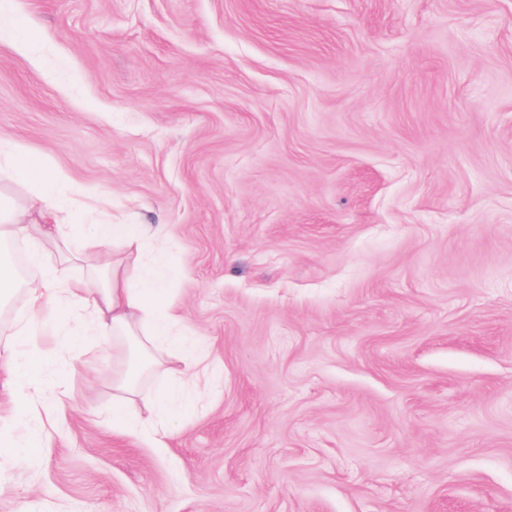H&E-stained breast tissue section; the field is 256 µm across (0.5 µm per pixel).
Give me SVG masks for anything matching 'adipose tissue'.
I'll return each instance as SVG.
<instances>
[{
    "label": "adipose tissue",
    "mask_w": 512,
    "mask_h": 512,
    "mask_svg": "<svg viewBox=\"0 0 512 512\" xmlns=\"http://www.w3.org/2000/svg\"><path fill=\"white\" fill-rule=\"evenodd\" d=\"M12 178L31 186L36 196H48L51 183L43 166L29 153L13 150L0 161ZM50 211L32 220L30 210L0 199V242L18 236L54 242L57 257L46 261L42 250L33 257L43 262L40 287L28 293L27 313L10 322H0V335L10 337L18 352L6 370L19 389L11 407L12 431L0 435V467L22 461L36 463L45 445L43 436L30 424L50 416L52 409L27 387L47 363V351L36 330L42 310L66 312L64 325L53 329L57 350L75 347L89 336H135L142 351L151 352L165 345L166 362L172 363V384L164 396L145 404L137 398L146 368L136 358L115 369L112 376V416L128 433L151 430L155 441L165 438L175 421L186 412L191 401L186 396L181 371L174 365L186 355L194 357L195 376L208 375L206 355L197 351V341L189 335L174 334L179 321L170 297L168 280L167 237L142 225L92 223V240L97 245L121 244L122 252L109 253L104 283H95L93 275L73 277L70 264L80 250L63 233L61 225L52 223Z\"/></svg>",
    "instance_id": "adipose-tissue-1"
}]
</instances>
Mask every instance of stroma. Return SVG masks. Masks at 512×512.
<instances>
[{
    "label": "stroma",
    "instance_id": "1",
    "mask_svg": "<svg viewBox=\"0 0 512 512\" xmlns=\"http://www.w3.org/2000/svg\"><path fill=\"white\" fill-rule=\"evenodd\" d=\"M13 9L0 136L65 179L0 193L165 230L214 374L154 448L112 423L125 345L52 359L0 512H512V0Z\"/></svg>",
    "mask_w": 512,
    "mask_h": 512
}]
</instances>
